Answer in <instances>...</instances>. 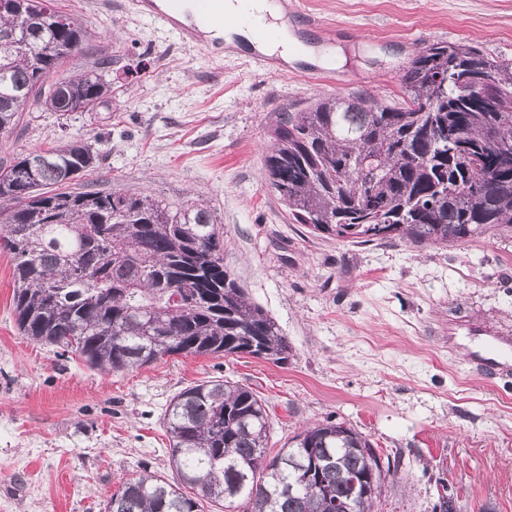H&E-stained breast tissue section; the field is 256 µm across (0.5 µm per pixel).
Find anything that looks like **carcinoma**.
I'll return each instance as SVG.
<instances>
[{"mask_svg":"<svg viewBox=\"0 0 512 512\" xmlns=\"http://www.w3.org/2000/svg\"><path fill=\"white\" fill-rule=\"evenodd\" d=\"M82 21L50 0H0V138L28 105L68 120L109 109L112 82L89 70L48 83L89 49ZM404 103L351 93L278 115L268 186L290 220L341 241L448 247L512 233V59L433 43L400 77ZM95 144L72 137L0 161V249L13 261L20 334L95 368L140 369L171 354L241 355L285 364L291 347L224 266V231L196 203L73 191L97 169ZM172 478L143 471L105 512H337L358 481L372 512L398 462L327 420L267 454L270 422L250 388L186 387L165 411ZM443 487L433 512H458Z\"/></svg>","mask_w":512,"mask_h":512,"instance_id":"1","label":"carcinoma"}]
</instances>
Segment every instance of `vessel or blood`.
I'll list each match as a JSON object with an SVG mask.
<instances>
[{"instance_id":"1","label":"vessel or blood","mask_w":512,"mask_h":512,"mask_svg":"<svg viewBox=\"0 0 512 512\" xmlns=\"http://www.w3.org/2000/svg\"><path fill=\"white\" fill-rule=\"evenodd\" d=\"M185 2L186 0H138L136 7L141 13L176 31L181 41L187 44L196 43L200 35L193 21L197 15L210 19L223 29H250L254 39L260 43L270 41L275 36L274 28L254 25L247 12L225 13L223 0H193L196 10L192 13L186 10ZM448 333L467 340L470 365L487 378L503 377L512 371L511 336L462 320L449 322Z\"/></svg>"}]
</instances>
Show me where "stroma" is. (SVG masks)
<instances>
[{
	"instance_id": "35a3bbf8",
	"label": "stroma",
	"mask_w": 512,
	"mask_h": 512,
	"mask_svg": "<svg viewBox=\"0 0 512 512\" xmlns=\"http://www.w3.org/2000/svg\"><path fill=\"white\" fill-rule=\"evenodd\" d=\"M325 24L297 59L267 73L210 58L131 0H53L92 33L57 72L111 66L112 107L61 121L25 115L0 160L71 136L95 141L82 184L195 202L224 227V264L292 347L284 365L237 356H164L133 372L87 366L24 338L12 263L0 251V512H104L142 470L169 473L170 400L215 379L253 389L282 445L332 419L399 465L377 512H432L440 484L460 512H512V378L472 372L448 322L512 332V237L447 248L337 241L293 224L263 180L278 112L313 96L400 101L412 51L469 41L512 58V0H302Z\"/></svg>"
}]
</instances>
